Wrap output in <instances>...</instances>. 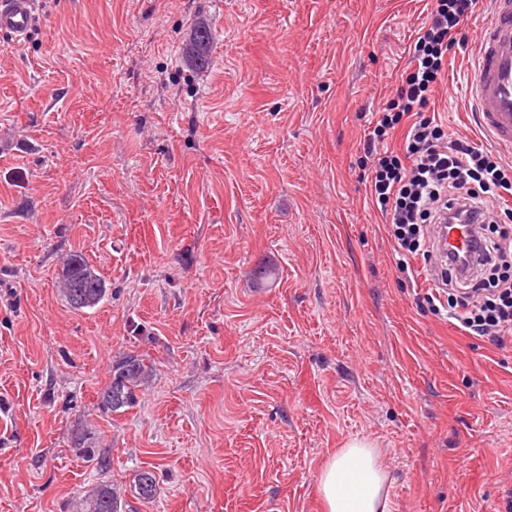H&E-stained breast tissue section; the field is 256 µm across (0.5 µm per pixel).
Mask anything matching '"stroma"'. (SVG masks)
Masks as SVG:
<instances>
[{"label": "stroma", "mask_w": 512, "mask_h": 512, "mask_svg": "<svg viewBox=\"0 0 512 512\" xmlns=\"http://www.w3.org/2000/svg\"><path fill=\"white\" fill-rule=\"evenodd\" d=\"M39 9L25 42L0 36V512H70L102 481L136 512H322L319 470L354 438L382 448L393 512H498L512 339L435 314L362 158L432 0ZM489 9L424 112L480 147L464 85ZM74 252L111 286L95 309L58 293ZM129 352L154 358L152 384L101 413ZM81 426L104 464L73 455ZM190 41L195 49V63L198 67L206 64V54L211 41V33L204 25L196 26L190 34Z\"/></svg>", "instance_id": "stroma-1"}]
</instances>
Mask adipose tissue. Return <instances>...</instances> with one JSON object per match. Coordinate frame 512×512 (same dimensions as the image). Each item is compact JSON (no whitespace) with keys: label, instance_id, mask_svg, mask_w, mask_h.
I'll return each mask as SVG.
<instances>
[{"label":"adipose tissue","instance_id":"ef3b65f1","mask_svg":"<svg viewBox=\"0 0 512 512\" xmlns=\"http://www.w3.org/2000/svg\"><path fill=\"white\" fill-rule=\"evenodd\" d=\"M390 486L381 449L352 439L321 467L317 491L323 512H392Z\"/></svg>","mask_w":512,"mask_h":512}]
</instances>
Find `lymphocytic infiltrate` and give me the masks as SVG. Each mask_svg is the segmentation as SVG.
Returning <instances> with one entry per match:
<instances>
[{
	"label": "lymphocytic infiltrate",
	"mask_w": 512,
	"mask_h": 512,
	"mask_svg": "<svg viewBox=\"0 0 512 512\" xmlns=\"http://www.w3.org/2000/svg\"><path fill=\"white\" fill-rule=\"evenodd\" d=\"M475 3L436 0L396 95L382 104L377 126L363 143L370 195L407 273L416 257L425 268L434 267L431 229L441 211L455 203L465 213L482 211L500 190L512 189L511 165L468 141L446 139L441 125L424 115L448 51ZM401 124L406 127L404 146L397 151L388 147L386 135ZM479 234L478 274L443 270L441 286L427 300L436 314L467 335L499 343L512 335V231L493 216L480 224Z\"/></svg>",
	"instance_id": "f902f5d3"
}]
</instances>
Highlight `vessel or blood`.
Masks as SVG:
<instances>
[{
	"instance_id": "vessel-or-blood-1",
	"label": "vessel or blood",
	"mask_w": 512,
	"mask_h": 512,
	"mask_svg": "<svg viewBox=\"0 0 512 512\" xmlns=\"http://www.w3.org/2000/svg\"><path fill=\"white\" fill-rule=\"evenodd\" d=\"M492 4L476 46L466 94L482 136L512 154V0H492ZM38 20L36 0H0V35L9 36L13 44L25 41ZM469 243L467 225L443 223L436 230L440 256Z\"/></svg>"
}]
</instances>
